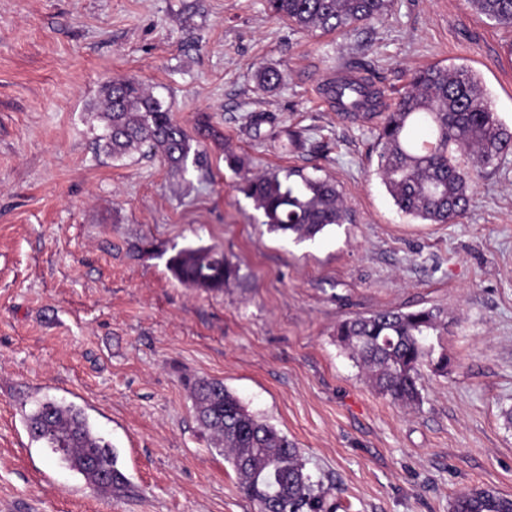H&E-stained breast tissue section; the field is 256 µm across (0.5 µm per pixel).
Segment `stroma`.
Wrapping results in <instances>:
<instances>
[{
    "label": "stroma",
    "instance_id": "1",
    "mask_svg": "<svg viewBox=\"0 0 512 512\" xmlns=\"http://www.w3.org/2000/svg\"><path fill=\"white\" fill-rule=\"evenodd\" d=\"M356 64L383 76L386 106L424 66H470L512 129V29L467 0H395L330 34L294 29L266 0H0V512H257L187 377L222 380L295 442L336 512H450L473 487L512 496V153L463 217L405 216L375 174L378 117L318 95ZM262 67L283 73L274 90ZM128 77L172 102L203 169L97 150L100 90ZM230 152L253 175L335 181L348 224L303 242L269 231ZM187 245L223 251L239 278L185 287L167 261ZM430 307L448 315L451 363L425 372L410 409L371 387L334 330ZM47 398L112 444L119 494L32 441L23 415Z\"/></svg>",
    "mask_w": 512,
    "mask_h": 512
}]
</instances>
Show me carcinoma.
<instances>
[{
	"mask_svg": "<svg viewBox=\"0 0 512 512\" xmlns=\"http://www.w3.org/2000/svg\"><path fill=\"white\" fill-rule=\"evenodd\" d=\"M394 0H267L271 15L300 31L332 33L368 24L391 11ZM479 15L512 28V0H469ZM267 89L278 87L283 73L264 68L257 74ZM359 83L364 104L380 103L375 76ZM101 152L123 159L146 145L182 174L188 164L203 166V154L191 152L188 136L174 118L172 104L134 78L114 81L102 90ZM376 174L399 211L428 224H447L466 213L472 186L489 166L512 151V132L500 121L478 75L469 67L430 65L419 70L376 128ZM470 155L460 166L454 153ZM238 190L253 201L263 223L297 241L315 240L325 229L348 220L335 183L301 168L272 169L243 176ZM173 277L188 288L218 292L239 275L224 252L209 246L179 249L167 262ZM448 334L441 311L429 308L386 310L355 315L336 323L341 346L365 368L375 390L394 402L415 407L421 401L425 371H448V354L432 338ZM196 419L214 448L233 466L244 497L258 512H330L325 491L312 480L296 445L251 413L218 379L187 383ZM31 438L57 455L58 462L97 489L124 488L112 447L82 410L46 400L25 417ZM452 512H512V497L491 488H472L455 497Z\"/></svg>",
	"mask_w": 512,
	"mask_h": 512,
	"instance_id": "obj_1",
	"label": "carcinoma"
}]
</instances>
